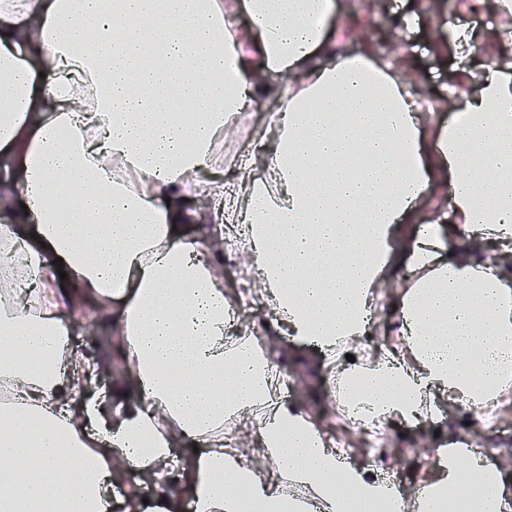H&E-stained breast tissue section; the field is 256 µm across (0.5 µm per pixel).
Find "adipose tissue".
<instances>
[{"instance_id":"adipose-tissue-1","label":"adipose tissue","mask_w":512,"mask_h":512,"mask_svg":"<svg viewBox=\"0 0 512 512\" xmlns=\"http://www.w3.org/2000/svg\"><path fill=\"white\" fill-rule=\"evenodd\" d=\"M336 0H0V512H110L120 468L156 479L123 512H181L170 449L197 446L193 512H442L467 487L497 512L512 467L437 449L442 472L412 489L339 462L277 388L263 337L224 313L220 215L238 210L252 301L276 329L346 349L336 401L371 426L429 413L435 398L478 417L512 395V70L488 61L477 95L424 154L427 115L390 63L334 52ZM245 12L249 27H240ZM164 47L165 71L148 46ZM191 103L192 120L168 101ZM276 100L261 167L224 185L218 152L260 97ZM488 156L481 172L471 157ZM450 194L402 252L388 245L430 191ZM138 174L117 179L113 162ZM25 201L17 209L15 198ZM490 243L495 258L475 259ZM406 351L360 355L356 339L397 271ZM112 317L123 377L111 415L83 398L101 362L75 345L78 304ZM273 463L271 475L260 464Z\"/></svg>"}]
</instances>
